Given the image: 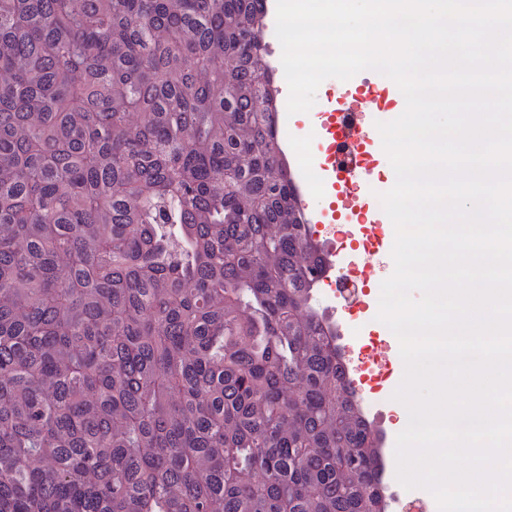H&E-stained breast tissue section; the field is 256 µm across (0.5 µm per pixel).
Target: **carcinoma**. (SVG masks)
Masks as SVG:
<instances>
[{
  "label": "carcinoma",
  "instance_id": "obj_1",
  "mask_svg": "<svg viewBox=\"0 0 512 512\" xmlns=\"http://www.w3.org/2000/svg\"><path fill=\"white\" fill-rule=\"evenodd\" d=\"M264 2L0 0V512H386Z\"/></svg>",
  "mask_w": 512,
  "mask_h": 512
}]
</instances>
